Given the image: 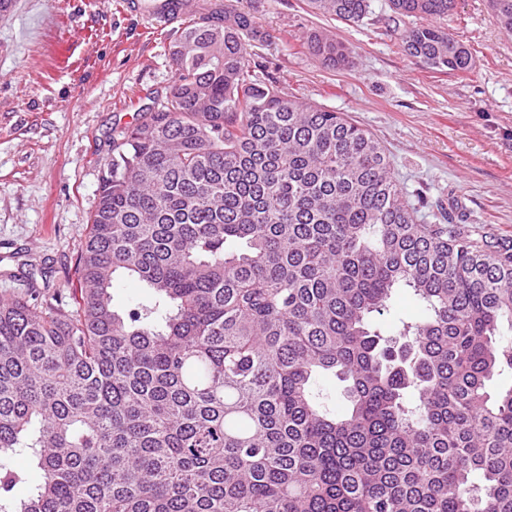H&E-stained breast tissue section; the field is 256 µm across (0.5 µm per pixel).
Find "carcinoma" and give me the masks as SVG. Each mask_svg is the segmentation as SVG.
<instances>
[{
    "instance_id": "obj_1",
    "label": "carcinoma",
    "mask_w": 512,
    "mask_h": 512,
    "mask_svg": "<svg viewBox=\"0 0 512 512\" xmlns=\"http://www.w3.org/2000/svg\"><path fill=\"white\" fill-rule=\"evenodd\" d=\"M388 7L420 20L410 56L472 70L455 0ZM488 7L512 33V0ZM246 37L266 34L233 4L192 3L169 92L112 137L75 306L0 300V512H512V386L489 390L512 371V246L415 223L380 142L281 92ZM306 49L351 64L324 32ZM120 276L150 301L114 309ZM399 288L425 317L386 337ZM316 391L321 401L333 413L341 415L347 406L344 396V385L332 374L320 376L316 381Z\"/></svg>"
}]
</instances>
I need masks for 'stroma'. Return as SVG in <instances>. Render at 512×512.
<instances>
[{
	"label": "stroma",
	"instance_id": "stroma-1",
	"mask_svg": "<svg viewBox=\"0 0 512 512\" xmlns=\"http://www.w3.org/2000/svg\"><path fill=\"white\" fill-rule=\"evenodd\" d=\"M124 0H13L0 13V299L32 291L71 301L114 130L174 81L173 27L157 28ZM264 41L248 39L287 94L346 115L383 145L421 224L473 227L512 245V33L487 0H457L447 27L473 69L448 74L407 55L411 18L372 0L359 26L316 14L305 0H233ZM326 31L352 64L330 69L304 41Z\"/></svg>",
	"mask_w": 512,
	"mask_h": 512
}]
</instances>
